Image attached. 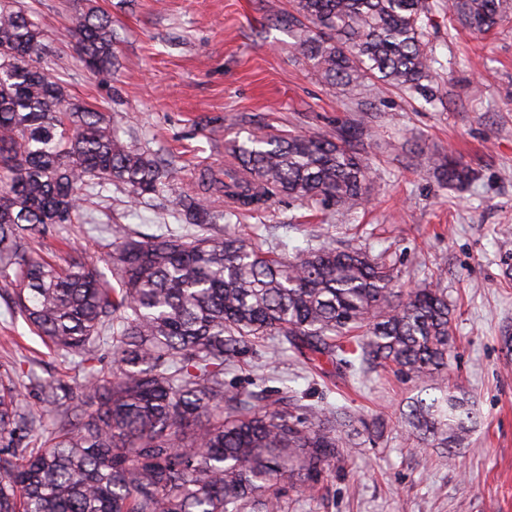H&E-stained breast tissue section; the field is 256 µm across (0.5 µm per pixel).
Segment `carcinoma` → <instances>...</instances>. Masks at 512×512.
I'll list each match as a JSON object with an SVG mask.
<instances>
[{"mask_svg":"<svg viewBox=\"0 0 512 512\" xmlns=\"http://www.w3.org/2000/svg\"><path fill=\"white\" fill-rule=\"evenodd\" d=\"M298 49L322 83L354 96L377 82L417 92L434 60L419 25L425 0H292ZM512 0H448V21L489 33ZM82 66L112 81V17L88 9L72 31ZM47 30L19 0H0V285L13 310L61 357L87 363L106 347L113 368L85 381H38L28 408L0 374V512H288L287 481L316 489L344 453L345 417L304 405L265 380L224 387V373L263 345L324 359L354 376L389 366L421 385L409 435L459 448L475 423L440 379L454 343L448 289L426 278L398 289L394 268L365 248L330 242L265 251L259 234L201 231L286 197L351 208L370 162L359 134L254 136L228 149L201 192L172 193L189 230L137 240L113 229L107 262L66 268L26 244L67 224H92L85 204L110 186L129 203L173 189L178 168L135 145L104 112L66 102L51 78ZM448 182L469 171L435 160ZM53 419L46 431L43 419Z\"/></svg>","mask_w":512,"mask_h":512,"instance_id":"1","label":"carcinoma"}]
</instances>
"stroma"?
I'll list each match as a JSON object with an SVG mask.
<instances>
[{"instance_id": "1", "label": "stroma", "mask_w": 512, "mask_h": 512, "mask_svg": "<svg viewBox=\"0 0 512 512\" xmlns=\"http://www.w3.org/2000/svg\"><path fill=\"white\" fill-rule=\"evenodd\" d=\"M421 16L427 51L438 72L426 93L378 84L352 98L325 88L295 46L289 0H22L51 34L55 69L69 100L106 113L150 153L175 159L180 191L223 168L225 147L254 134L340 132L372 114L366 142L372 173L351 209L282 198L216 224L268 246H315L385 254L402 288L438 273L453 304L454 349L444 380L468 398L476 422L455 453L413 445L400 412L418 384L391 369L350 379L332 365L308 369L293 352L259 348L224 375L226 387L263 376L271 390L289 389L306 405L333 407L353 420L343 457L314 492L283 488L288 512H512V20L479 34L450 30L446 0H426ZM112 18L115 66L110 84L86 72L72 30L82 10ZM455 155L469 185H444L427 158ZM99 229L70 224L31 240L60 265L79 259L111 274L104 258L107 223L135 238L176 231L168 195L130 207L110 188ZM0 365L74 383L78 358L63 359L12 316L0 299Z\"/></svg>"}]
</instances>
